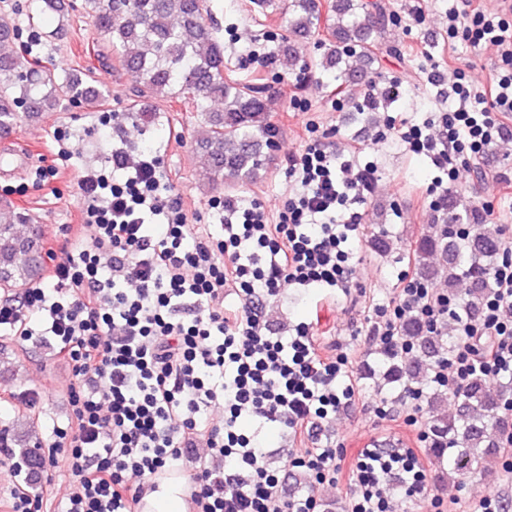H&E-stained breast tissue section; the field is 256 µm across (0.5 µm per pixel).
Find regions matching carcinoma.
<instances>
[{
	"label": "carcinoma",
	"mask_w": 512,
	"mask_h": 512,
	"mask_svg": "<svg viewBox=\"0 0 512 512\" xmlns=\"http://www.w3.org/2000/svg\"><path fill=\"white\" fill-rule=\"evenodd\" d=\"M61 0H31L24 18L0 16V42L10 40L21 24H39L57 12ZM86 13L101 38L112 47L119 65L136 74L144 97H170L192 105L204 118L207 135L198 145L202 167L211 182L234 187L254 179L274 147L277 128L261 87L224 75V44L205 17V0H84ZM288 40L282 53L292 67L308 68L300 46L313 39L325 48L321 67L337 71L338 88L351 111L374 124L380 103L394 96L367 80L395 15L379 0H289ZM106 91L78 77L61 76L36 59L0 53V132L9 133L38 122L64 101L96 108ZM220 100L213 110L209 102ZM448 223L414 243L416 275L434 284L443 281L454 312L431 327L418 316L399 325L400 338L419 356L406 359L385 353L386 384L424 380L426 370L451 356L461 339L462 317L482 315L496 283L493 270L501 257V242L487 227L485 212L456 191L445 202ZM34 218L7 199H0V288L13 293L41 279L45 272L44 236L33 230ZM512 388L493 389L480 373L462 387L447 392L431 386L426 392L429 415L427 441L431 458L454 482L487 476L504 452L501 438L505 400ZM28 429L8 427L13 447L20 449L29 480L37 481L31 464L34 420L23 416Z\"/></svg>",
	"instance_id": "cac0c4a2"
}]
</instances>
